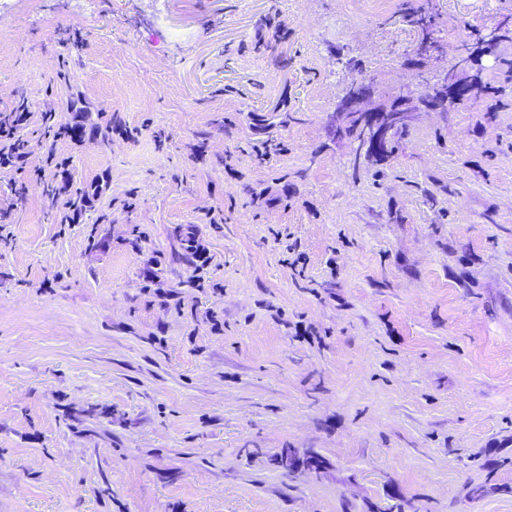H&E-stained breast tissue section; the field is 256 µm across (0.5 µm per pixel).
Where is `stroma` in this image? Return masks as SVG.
Listing matches in <instances>:
<instances>
[{
  "label": "stroma",
  "mask_w": 512,
  "mask_h": 512,
  "mask_svg": "<svg viewBox=\"0 0 512 512\" xmlns=\"http://www.w3.org/2000/svg\"><path fill=\"white\" fill-rule=\"evenodd\" d=\"M422 2L0 8V113L32 114L0 168V512H512V105L413 113L356 165L330 123L410 81ZM500 23L432 0L426 76ZM42 126L44 127L46 138L52 137L53 140L60 139L64 136L71 139L80 138L83 129L79 124H60L56 120L55 113L46 112L42 115Z\"/></svg>",
  "instance_id": "stroma-1"
}]
</instances>
